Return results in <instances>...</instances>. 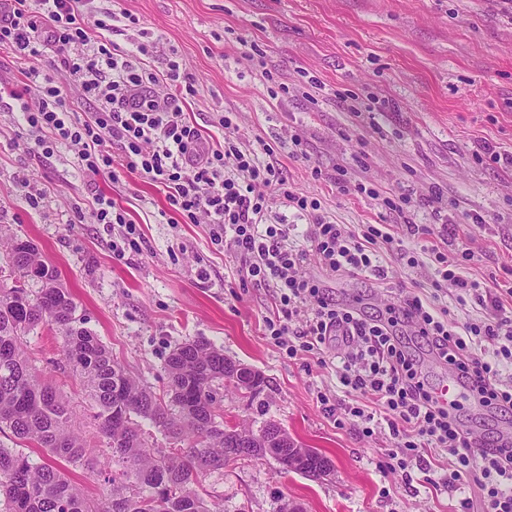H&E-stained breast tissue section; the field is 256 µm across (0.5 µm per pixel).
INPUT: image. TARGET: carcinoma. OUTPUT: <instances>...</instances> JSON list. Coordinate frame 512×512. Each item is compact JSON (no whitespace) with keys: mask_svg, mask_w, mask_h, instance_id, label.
<instances>
[{"mask_svg":"<svg viewBox=\"0 0 512 512\" xmlns=\"http://www.w3.org/2000/svg\"><path fill=\"white\" fill-rule=\"evenodd\" d=\"M16 266L15 284L0 288V432L30 443L60 460L52 466L0 445V512H222L198 491L201 477L241 461L266 457L236 439L252 428L231 424L216 406V388L229 382L231 359L203 340L185 342L170 354L166 390L158 394L133 377L76 317L71 291L47 267L37 247L14 237L4 245ZM39 282L37 291L29 283ZM40 326L61 336V363L79 382L94 409L105 447L99 473L104 487L96 499L68 475L89 464L91 448L75 425L72 400L42 380L26 353L25 335ZM149 423L151 429L143 428ZM274 460L288 470V448L300 444L283 431ZM164 446H159L157 436ZM304 475L322 479L331 461L309 449Z\"/></svg>","mask_w":512,"mask_h":512,"instance_id":"1","label":"carcinoma"}]
</instances>
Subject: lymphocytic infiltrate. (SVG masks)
Returning <instances> with one entry per match:
<instances>
[{
	"instance_id": "lymphocytic-infiltrate-1",
	"label": "lymphocytic infiltrate",
	"mask_w": 512,
	"mask_h": 512,
	"mask_svg": "<svg viewBox=\"0 0 512 512\" xmlns=\"http://www.w3.org/2000/svg\"><path fill=\"white\" fill-rule=\"evenodd\" d=\"M0 18V52L29 68L36 104H23V118L35 149L49 155L64 143L78 150L84 169L120 182L134 175L163 188L169 223L209 226L215 244H229L245 261L248 279L267 288L275 307L264 319L270 340L288 357L304 354L325 363L337 360L336 378L345 393L366 396L371 409L348 407L362 434H373L382 416L400 471L420 461L422 449L449 459L440 482L448 488L471 485L475 496L461 498L454 512H512V443L482 439L473 443L460 403L441 401L423 359L413 345L422 341L428 359L451 370L467 388L474 405L496 414L512 413V286L486 293L483 321L456 330L448 310L438 307L443 289H478L448 255L434 245L433 229L405 224L392 232L385 224L347 230L321 211L317 198L304 195L284 176L267 144L252 147L231 140L217 147L191 127L180 106L194 94V81L179 60L157 71L147 62L148 44L125 49L112 42V32L137 26L127 12L91 13V0H9ZM54 52L53 71L36 68L46 52ZM95 103L91 119L67 106V92ZM310 217L306 247L290 240L285 217H273V204ZM91 214L96 223L118 225L112 242L115 257L138 250L141 230L126 219L114 201L97 196ZM394 252L408 266L430 265L436 278L433 294L421 297L400 291L375 317H367L360 301L339 302L324 274L364 275L383 280L381 252ZM317 256L321 275L304 270Z\"/></svg>"
}]
</instances>
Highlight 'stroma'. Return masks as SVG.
Wrapping results in <instances>:
<instances>
[{
  "label": "stroma",
  "mask_w": 512,
  "mask_h": 512,
  "mask_svg": "<svg viewBox=\"0 0 512 512\" xmlns=\"http://www.w3.org/2000/svg\"><path fill=\"white\" fill-rule=\"evenodd\" d=\"M98 9L125 11L139 29L112 34L152 44L149 62L164 70L179 57L192 74L196 96L183 99L187 122L219 144L227 138L261 141L298 192L319 199L321 211L354 229L405 219L450 236L438 245L449 257L473 254L462 273L481 287L512 282V167L478 158L481 143L512 154V20L498 0H95ZM267 54L289 93L272 85L241 55L242 42ZM25 70L0 54V236L30 240L55 268L78 304L77 316L114 358L156 392L177 346L205 340L225 356L259 371L264 411L233 389L216 393L226 419L260 426L273 420L333 463L330 478L284 471L274 459L242 462L208 474L202 488L226 512H277L287 500L304 512H453L463 491L435 485L428 469L405 479L389 456L388 428L359 433L344 412L328 415L320 395L363 405L341 392L334 365L300 355L288 358L265 334L272 310L268 289L247 280L242 261L212 244L206 224H170L161 212L163 190L137 178L113 188L84 172L74 148L52 155L26 147L20 118L27 93ZM358 96L370 109L346 112L339 98ZM236 113L237 126L218 129L215 115ZM301 134L307 160L294 157L290 137ZM344 166L351 191L332 180ZM324 173L314 180L312 167ZM362 183L410 196L404 216L386 213L355 191ZM440 195L430 201V192ZM117 203L139 224V251L112 255L114 224L95 223L94 195ZM481 216L478 224L468 215ZM383 297L367 278L332 280L337 299L362 297L372 310L391 302L399 287L428 286V275L397 254H384ZM42 379L77 402L76 425L98 444L92 410L58 364L61 338L42 327L26 338Z\"/></svg>",
  "instance_id": "35a3bbf8"
}]
</instances>
